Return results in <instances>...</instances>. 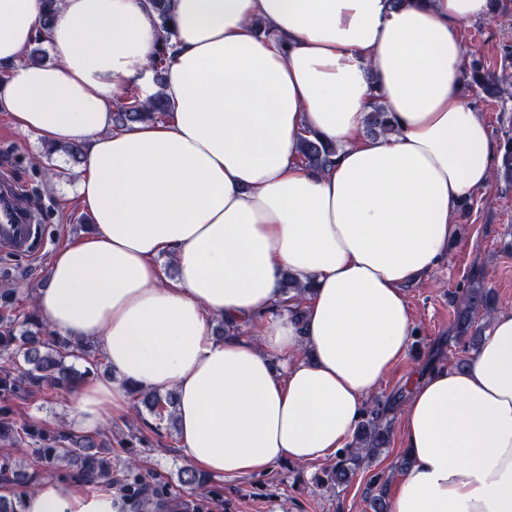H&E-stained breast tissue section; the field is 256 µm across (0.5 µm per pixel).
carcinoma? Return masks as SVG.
<instances>
[{
  "label": "carcinoma",
  "mask_w": 512,
  "mask_h": 512,
  "mask_svg": "<svg viewBox=\"0 0 512 512\" xmlns=\"http://www.w3.org/2000/svg\"><path fill=\"white\" fill-rule=\"evenodd\" d=\"M146 7L154 14L158 28V44L151 69L154 82L162 84L170 59L171 40L174 36L173 17L170 12V0H145ZM491 18L504 25L512 23V14L503 0H489ZM44 21L35 43L47 41L57 0H42ZM467 84L478 87L482 92L495 97L500 92L501 80L485 69L481 60L473 58L465 63ZM170 112L169 104L162 94L154 95L148 103H143L139 95L131 94L116 103L112 110V126L115 129H131L135 125L153 122ZM365 127L371 135L391 129L387 109L378 97H373L365 118ZM503 153L498 171L493 177L512 180V136H507L502 145ZM61 150L73 162L79 163L85 156L84 146L80 142H68L58 148L51 147L47 154ZM299 152L301 160L310 168L325 169L333 163L338 146L313 135H300ZM281 288L285 298L286 311L294 319H299V304L295 303L296 294L301 292L296 277L287 273L283 277ZM464 308L457 311L454 320V337L469 338V343L477 346L481 342L482 331L473 321L478 312L490 318L496 310L495 296L480 280L471 279L463 286ZM70 358L83 359L86 369L78 372L67 363ZM99 359L92 354V348L86 342H73L49 330L37 315L36 309L23 311L14 316L13 323L0 327V394H33L43 391H68L94 374ZM137 403L154 414L158 420L172 416L176 398L169 393L165 396L155 390L136 391ZM392 405L374 398L364 417L355 430V442L350 448H344L336 458V463L326 471V482L342 486L350 482L360 470L364 460L375 458L387 448L392 428L389 413ZM30 446L28 466L42 473L53 472L61 467L73 470L70 477L87 485H112V449L102 450L100 445L90 438L65 436L60 439L47 435L43 429L28 425L19 426L15 422L0 419V482L11 484L28 483L30 474L15 466L11 457L13 448ZM145 476L137 474L133 480L123 485L125 496L139 500L144 494Z\"/></svg>",
  "instance_id": "obj_1"
}]
</instances>
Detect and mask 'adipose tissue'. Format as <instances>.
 I'll list each match as a JSON object with an SVG mask.
<instances>
[{"label": "adipose tissue", "mask_w": 512, "mask_h": 512, "mask_svg": "<svg viewBox=\"0 0 512 512\" xmlns=\"http://www.w3.org/2000/svg\"><path fill=\"white\" fill-rule=\"evenodd\" d=\"M176 47L155 88L142 0H59L28 62L41 0H0V108L86 148L92 233L52 255L34 307L99 344L115 378L82 382L68 423L95 433L136 390L177 396L185 460L236 478L335 460L414 336L407 286L448 258L456 206L489 187L495 153L466 102L463 23L487 0H171ZM168 118L118 131L123 83ZM392 131L364 133L373 97ZM311 131L339 150L299 159ZM174 279H164L162 262ZM303 286L301 320L277 314ZM224 321L253 335L217 336ZM282 365H275V358ZM407 468L391 512H512V310L462 369L413 376ZM109 490L46 479L19 512H120ZM57 1L58 0H42V6L44 10V21L41 31L39 32L38 36L36 37L34 43H37L38 45L48 41V31L51 28L53 16L57 7ZM42 47L45 49L46 54L49 58V61L47 63H53L57 59V55L55 53V50L53 47L48 43L45 42Z\"/></svg>", "instance_id": "obj_1"}]
</instances>
